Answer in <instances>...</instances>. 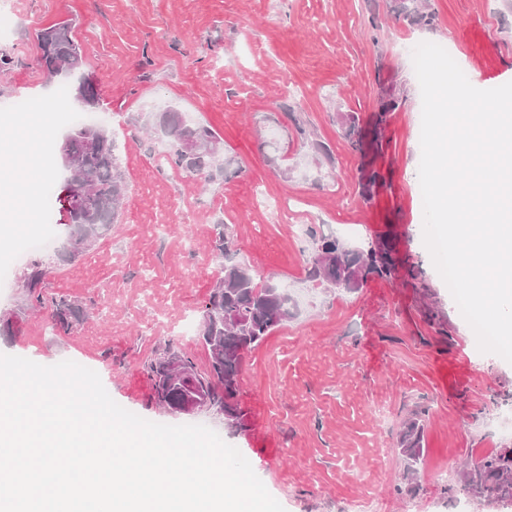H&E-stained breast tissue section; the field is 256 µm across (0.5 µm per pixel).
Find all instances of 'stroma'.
Returning a JSON list of instances; mask_svg holds the SVG:
<instances>
[{"label": "stroma", "mask_w": 512, "mask_h": 512, "mask_svg": "<svg viewBox=\"0 0 512 512\" xmlns=\"http://www.w3.org/2000/svg\"><path fill=\"white\" fill-rule=\"evenodd\" d=\"M433 28L408 25L389 0H0V178L51 187L36 207L0 203V315L16 320L0 353L42 365L74 361L96 371L110 397L161 424H200L235 446L285 512H350L372 488L383 512H457L458 470L500 448L491 418L512 398V363L481 353L423 242L422 98L411 48L444 45L470 83L512 81V0H430ZM73 20L83 73L100 83L91 113L116 146L127 198L117 224L63 263L67 173L59 144L72 98L37 65V32ZM396 85L377 165L385 184L359 187V153L340 116L368 125L380 83ZM48 103L58 122L35 167L17 162L13 105ZM213 128L224 143L221 175L170 168L153 154L169 140L158 113ZM55 207L52 251L32 256L28 235ZM362 224V249L392 231L397 270L355 291L308 277L315 237ZM231 257L259 283L287 289L294 315L255 350L240 374L242 426L213 412L177 415L152 400L147 364L167 347L206 369L200 311L221 269L217 227ZM48 266L46 295L87 305L93 317L71 334L49 309L31 308L20 279L32 259ZM419 413L426 454L413 490L403 488L396 449L401 424ZM386 456H379V449Z\"/></svg>", "instance_id": "obj_1"}]
</instances>
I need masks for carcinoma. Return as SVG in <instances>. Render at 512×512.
<instances>
[{
  "label": "carcinoma",
  "instance_id": "cac0c4a2",
  "mask_svg": "<svg viewBox=\"0 0 512 512\" xmlns=\"http://www.w3.org/2000/svg\"><path fill=\"white\" fill-rule=\"evenodd\" d=\"M391 10L410 25L431 26L434 11L423 0H393ZM67 20L39 31L38 64L48 79L57 76V68L83 63L82 48ZM83 106L97 103V82L94 77L82 78L71 90ZM402 100L393 88L380 85L370 128L359 124L353 114L342 117L346 137L361 156L358 182L362 193L372 196L384 184L376 166L382 150L381 135L388 116L397 111ZM160 122L167 130L171 148L166 163L189 175H200L215 169L218 154L209 151L221 143L216 131L201 125L187 127L178 112H164ZM62 155L75 158L79 166L69 172L74 188L69 202V223L60 260L74 261L95 241L117 223L124 198V180L115 145L107 132L96 125L75 126L61 144ZM232 239L219 230L213 248V261L222 267L205 299L200 323V339L210 354L208 369L197 370L193 358L178 349L168 348L148 364L153 381V398L159 406L172 411L186 396L195 393L215 412L224 416L230 427H238L242 411L237 396L241 366L245 354L258 347L268 336L291 318L288 294L278 288L255 281L244 267L226 261ZM309 278L326 289L357 290L372 277H386L396 267L393 249L386 239L376 241L366 251L355 252L339 240L323 236L309 257ZM49 268L40 262L31 263L23 273V287L29 299L41 307L45 303L42 284ZM51 319L59 334L68 335L87 318L86 308L64 295L50 299ZM397 450L405 465L403 480L412 482L426 448L424 424L414 412L402 424ZM464 486L479 501L489 499L512 503V448H501L478 457H470L461 472Z\"/></svg>",
  "mask_w": 512,
  "mask_h": 512
}]
</instances>
